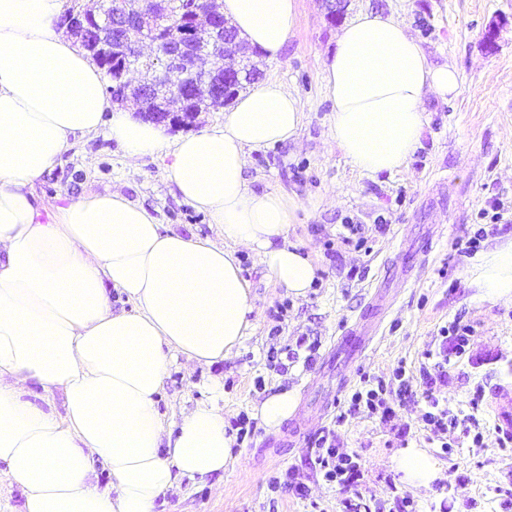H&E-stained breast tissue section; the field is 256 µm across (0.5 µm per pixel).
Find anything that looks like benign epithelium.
<instances>
[{"mask_svg":"<svg viewBox=\"0 0 512 512\" xmlns=\"http://www.w3.org/2000/svg\"><path fill=\"white\" fill-rule=\"evenodd\" d=\"M57 25L114 74V102L131 99L139 118L173 131L197 127L203 113L246 85L251 50L237 41L215 0H98L94 8L65 11ZM146 42L149 56L140 50ZM210 56L225 58L224 67L206 69Z\"/></svg>","mask_w":512,"mask_h":512,"instance_id":"benign-epithelium-1","label":"benign epithelium"}]
</instances>
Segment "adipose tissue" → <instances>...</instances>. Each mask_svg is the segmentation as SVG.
<instances>
[{
	"instance_id": "1",
	"label": "adipose tissue",
	"mask_w": 512,
	"mask_h": 512,
	"mask_svg": "<svg viewBox=\"0 0 512 512\" xmlns=\"http://www.w3.org/2000/svg\"><path fill=\"white\" fill-rule=\"evenodd\" d=\"M64 0H0V463L24 495L23 512H156L179 480L206 479L231 462L224 411L201 403L166 433L157 396L178 356L224 361L255 330L248 283L235 258L256 250L274 282L306 296L317 268L288 239L298 202L257 193L247 154L297 138L306 114L276 77L241 94L222 127L170 139L163 127L113 105L98 65L56 21ZM251 46L281 60L295 0H217ZM430 64L402 22L363 11L341 29L324 64L331 137L369 173L398 170L417 147L429 97L458 87ZM108 127L130 159H168L178 196L204 212L220 243L163 231L118 193L57 205L34 188L79 135ZM474 280L512 304V242L483 253ZM136 305L112 308L111 290ZM62 392L58 416L26 398ZM112 476L99 489L96 465ZM405 482L440 471L418 448L394 458Z\"/></svg>"
}]
</instances>
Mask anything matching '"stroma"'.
<instances>
[{
  "label": "stroma",
  "instance_id": "stroma-1",
  "mask_svg": "<svg viewBox=\"0 0 512 512\" xmlns=\"http://www.w3.org/2000/svg\"><path fill=\"white\" fill-rule=\"evenodd\" d=\"M361 10L402 21L433 65L458 71L456 92L428 100L420 143L402 168L355 170L330 136L332 103L322 81L341 25L327 19L322 0H296V27L282 60H262L261 69L298 96L307 120L296 140L251 151L245 177L255 192L279 188L300 202L290 239L317 265L316 280L306 297H293L270 278L257 253L239 248L257 319L253 335L210 367L178 357L158 409L172 431L201 402L217 401L230 424L253 416L276 390L300 398L313 384L319 398L332 397L336 373L318 369L324 351L359 314L377 279L401 263L403 248L429 230L439 235L432 255L417 256L412 280L350 384L359 386L366 375L390 378L401 361L414 377L423 367L441 372L439 399L459 418L448 431L453 444L442 451L443 439L425 428L428 406L418 394L387 420L359 413L342 421L340 406H333L326 417L312 418L293 446L279 443L289 423L269 428L258 422L248 441L234 443L235 460L223 475L183 480L160 497L158 512H343L347 498L357 512H403L408 500L417 512H512V451L498 446L489 404L471 406L475 392L512 387V305L475 286L473 255L457 247L498 208L503 218L481 248L512 242V0H348L344 15ZM37 191L61 205L82 194L118 192L147 209L163 230L218 238L205 213L175 196L165 159H128L105 128L78 138ZM352 224L361 225V234L349 233ZM456 319L471 329L461 353L440 336ZM304 338L317 341L318 352L308 353ZM286 346L296 349L295 361L271 367L269 350ZM474 419L484 436L480 448L466 433ZM326 432L362 459L354 496L322 479L314 443ZM408 445L433 456L441 479L427 487L403 481L392 460ZM276 477L289 479L290 487L271 491Z\"/></svg>",
  "mask_w": 512,
  "mask_h": 512
}]
</instances>
